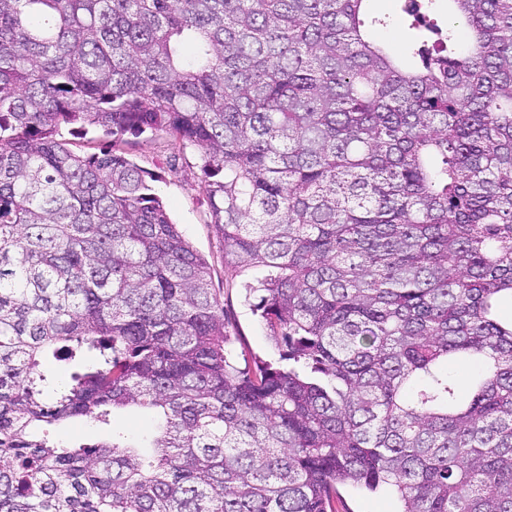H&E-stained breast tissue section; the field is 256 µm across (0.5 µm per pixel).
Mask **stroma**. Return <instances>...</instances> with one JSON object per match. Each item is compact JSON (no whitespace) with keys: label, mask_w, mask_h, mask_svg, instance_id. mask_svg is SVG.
Wrapping results in <instances>:
<instances>
[{"label":"stroma","mask_w":512,"mask_h":512,"mask_svg":"<svg viewBox=\"0 0 512 512\" xmlns=\"http://www.w3.org/2000/svg\"><path fill=\"white\" fill-rule=\"evenodd\" d=\"M401 0H372L370 11L389 16L388 28L377 30L376 38L403 49L416 36L402 17ZM124 148L129 158L142 170L155 174L152 187L162 200L172 220L185 238L202 253L210 265L211 286L224 307V316L232 336L231 349L238 367L251 364L259 357L276 362L280 348L269 339L268 331L254 309L257 296L248 294L246 283L257 282L262 271L250 269L233 273L224 266L220 239L210 218V203L194 147L175 148L166 133L128 137ZM336 512H399L400 502L388 488L370 493L353 486L336 491Z\"/></svg>","instance_id":"obj_1"}]
</instances>
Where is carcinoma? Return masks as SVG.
I'll return each mask as SVG.
<instances>
[{
  "instance_id": "obj_1",
  "label": "carcinoma",
  "mask_w": 512,
  "mask_h": 512,
  "mask_svg": "<svg viewBox=\"0 0 512 512\" xmlns=\"http://www.w3.org/2000/svg\"><path fill=\"white\" fill-rule=\"evenodd\" d=\"M367 2L0 0V512H512V0H448L411 68ZM148 130L199 151L288 368L231 362ZM76 419L108 437L32 434ZM65 139L71 143L70 147L75 151L99 153L109 146L108 138L99 137L90 131L86 136L84 131L73 132L69 134L67 130L63 131ZM91 138H95L91 141ZM91 141V142H90ZM336 512H397L400 502L389 488L375 493L353 486H340L334 502Z\"/></svg>"
}]
</instances>
